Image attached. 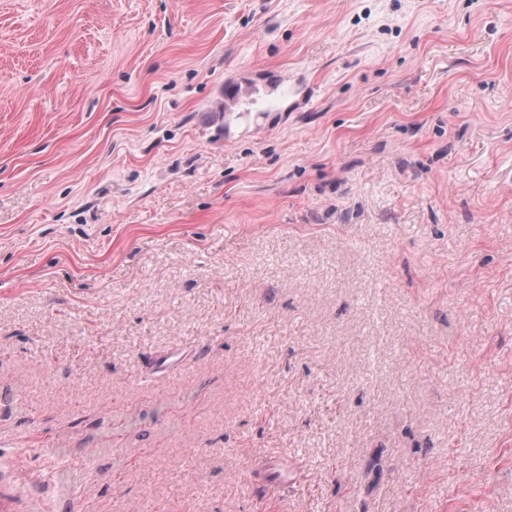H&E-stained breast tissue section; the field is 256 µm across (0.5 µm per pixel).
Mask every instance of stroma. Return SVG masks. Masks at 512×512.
Segmentation results:
<instances>
[{"instance_id":"obj_1","label":"stroma","mask_w":512,"mask_h":512,"mask_svg":"<svg viewBox=\"0 0 512 512\" xmlns=\"http://www.w3.org/2000/svg\"><path fill=\"white\" fill-rule=\"evenodd\" d=\"M56 443L82 512H512V0H0V512ZM295 465L292 460H287L279 455L271 454L263 464L262 477L255 479L260 487H264L268 481L276 482L280 485L288 484L290 476L293 475Z\"/></svg>"}]
</instances>
